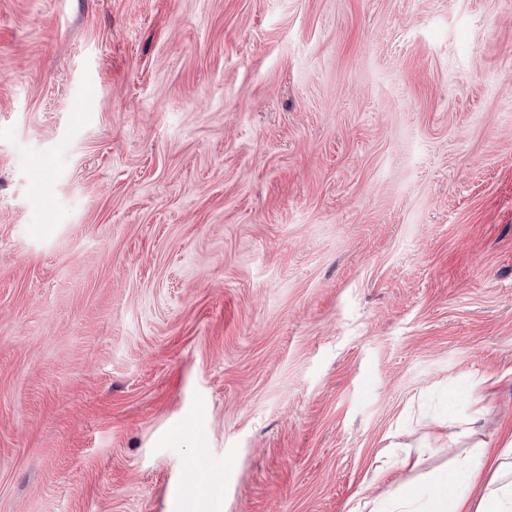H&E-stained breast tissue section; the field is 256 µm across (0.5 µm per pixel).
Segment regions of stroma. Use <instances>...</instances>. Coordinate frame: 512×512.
Returning a JSON list of instances; mask_svg holds the SVG:
<instances>
[{"label":"stroma","mask_w":512,"mask_h":512,"mask_svg":"<svg viewBox=\"0 0 512 512\" xmlns=\"http://www.w3.org/2000/svg\"><path fill=\"white\" fill-rule=\"evenodd\" d=\"M478 395L512 0H0V512H349Z\"/></svg>","instance_id":"35a3bbf8"}]
</instances>
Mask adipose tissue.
Returning <instances> with one entry per match:
<instances>
[{"mask_svg":"<svg viewBox=\"0 0 512 512\" xmlns=\"http://www.w3.org/2000/svg\"><path fill=\"white\" fill-rule=\"evenodd\" d=\"M426 479L423 487L395 491L389 503L372 498L351 512H512V431L500 447L476 442L469 454ZM477 485L482 493L475 499L470 490Z\"/></svg>","mask_w":512,"mask_h":512,"instance_id":"adipose-tissue-1","label":"adipose tissue"}]
</instances>
